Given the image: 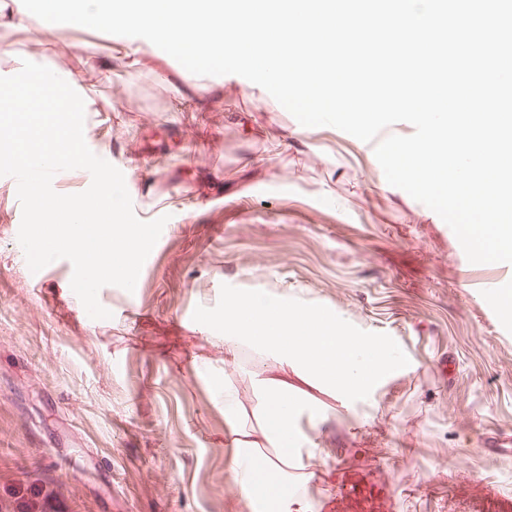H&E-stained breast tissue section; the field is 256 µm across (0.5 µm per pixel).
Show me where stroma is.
<instances>
[{
  "mask_svg": "<svg viewBox=\"0 0 512 512\" xmlns=\"http://www.w3.org/2000/svg\"><path fill=\"white\" fill-rule=\"evenodd\" d=\"M0 76L22 60L80 72L88 146L126 178L135 215L167 216L134 291L100 289L89 318L60 259L32 277L15 241V186L0 178V512H251L227 469L224 399L242 415L265 355L236 358L207 321L224 296L306 307L392 365L348 398L318 380L296 489L312 512H497L512 456V321L490 317L495 264L470 263L449 226L389 185L366 143L302 126L260 86L188 71L149 41L58 24L34 35L0 0ZM136 55H127L129 47ZM107 63L102 77L98 63Z\"/></svg>",
  "mask_w": 512,
  "mask_h": 512,
  "instance_id": "stroma-1",
  "label": "stroma"
}]
</instances>
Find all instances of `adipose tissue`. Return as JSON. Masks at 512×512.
Returning a JSON list of instances; mask_svg holds the SVG:
<instances>
[{"mask_svg":"<svg viewBox=\"0 0 512 512\" xmlns=\"http://www.w3.org/2000/svg\"><path fill=\"white\" fill-rule=\"evenodd\" d=\"M213 323L221 327L225 344L244 340L270 355L257 370V426L239 421L237 395L224 390L228 467L241 498L271 500L277 512H309L301 495L288 493L289 470L299 464L308 441L297 424V391L272 378L271 370L296 367L302 377H319L333 390L356 396L377 381L389 365L387 357L378 352L365 360V342L347 335L335 320L283 303L228 296Z\"/></svg>","mask_w":512,"mask_h":512,"instance_id":"adipose-tissue-1","label":"adipose tissue"}]
</instances>
